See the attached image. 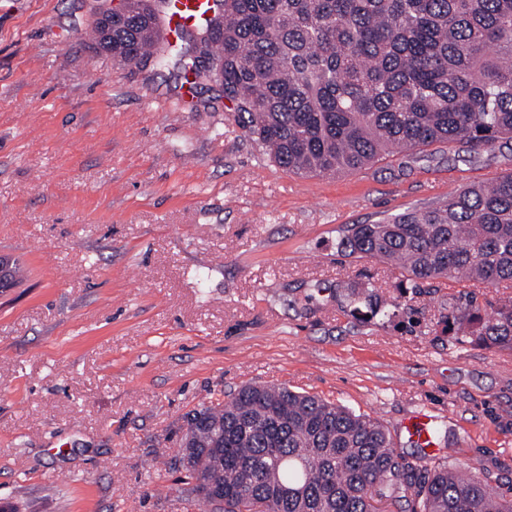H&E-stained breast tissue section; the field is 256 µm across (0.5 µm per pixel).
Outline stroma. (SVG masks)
<instances>
[{
  "label": "stroma",
  "mask_w": 512,
  "mask_h": 512,
  "mask_svg": "<svg viewBox=\"0 0 512 512\" xmlns=\"http://www.w3.org/2000/svg\"><path fill=\"white\" fill-rule=\"evenodd\" d=\"M113 0H0V512H199L184 417L256 383L382 424L431 417L428 467L512 482V353L442 334L458 292H402L338 256L374 224L512 172L454 146L335 177L278 167L219 82L113 65L86 39ZM372 283L390 307L371 314Z\"/></svg>",
  "instance_id": "35a3bbf8"
}]
</instances>
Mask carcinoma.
Returning a JSON list of instances; mask_svg holds the SVG:
<instances>
[{
  "mask_svg": "<svg viewBox=\"0 0 512 512\" xmlns=\"http://www.w3.org/2000/svg\"><path fill=\"white\" fill-rule=\"evenodd\" d=\"M168 0L101 11L112 62L199 83L224 63L223 98L273 162L336 176L436 143L472 158L512 139V0H205L177 44L147 46ZM342 256L392 263L412 291L452 279L445 330L512 351V304L484 316L467 288L512 283V173L435 207L353 224ZM198 443L180 480L215 512H512V485L396 454L378 422L286 386L245 385L186 416ZM224 481V501L207 486Z\"/></svg>",
  "mask_w": 512,
  "mask_h": 512,
  "instance_id": "cac0c4a2",
  "label": "carcinoma"
}]
</instances>
